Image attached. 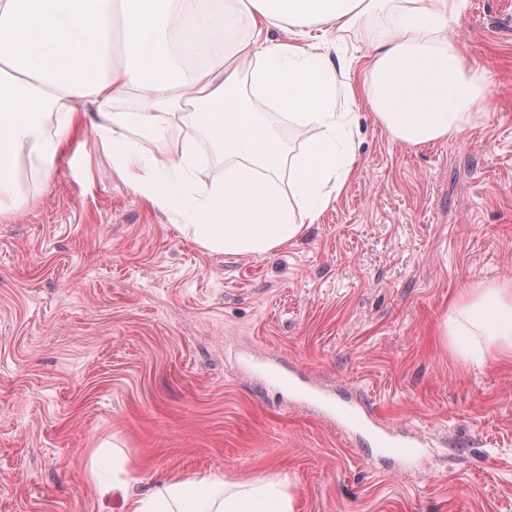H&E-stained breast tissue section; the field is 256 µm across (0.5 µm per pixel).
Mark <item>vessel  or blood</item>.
I'll return each mask as SVG.
<instances>
[{"instance_id": "1", "label": "vessel or blood", "mask_w": 512, "mask_h": 512, "mask_svg": "<svg viewBox=\"0 0 512 512\" xmlns=\"http://www.w3.org/2000/svg\"><path fill=\"white\" fill-rule=\"evenodd\" d=\"M268 378L277 386L283 387L301 396L303 399L319 402L332 415L340 420L345 427L374 432L376 443L382 453L398 457H413L420 451L419 440L412 438L397 441L390 435L377 431V423L373 418V413L365 405L352 400H335L325 391L312 386L301 385L293 378L289 377L288 374L280 371L269 372Z\"/></svg>"}]
</instances>
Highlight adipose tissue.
<instances>
[{"label":"adipose tissue","mask_w":512,"mask_h":512,"mask_svg":"<svg viewBox=\"0 0 512 512\" xmlns=\"http://www.w3.org/2000/svg\"><path fill=\"white\" fill-rule=\"evenodd\" d=\"M461 0H0V216L33 204L16 188L22 167L49 180L72 135L91 127L120 177L153 206L190 217L202 248L272 254L297 239L336 199L354 170V115L365 101L409 146L458 135L485 98L490 75L448 41ZM372 29L361 84L340 51L345 35ZM325 27L333 41L314 40ZM249 84L252 99L238 97ZM136 99L132 112L116 103ZM262 102L301 132L287 156L254 109ZM223 145V180H196L188 130ZM157 143L143 162L131 135ZM180 175L170 183V171ZM288 171L290 194L277 186ZM443 336L472 340L480 363L512 355V283H478L451 305ZM112 480L98 482L104 463ZM88 475L121 493L127 512H294L288 479L217 475L157 478L131 490L121 448L99 446Z\"/></svg>","instance_id":"adipose-tissue-1"}]
</instances>
